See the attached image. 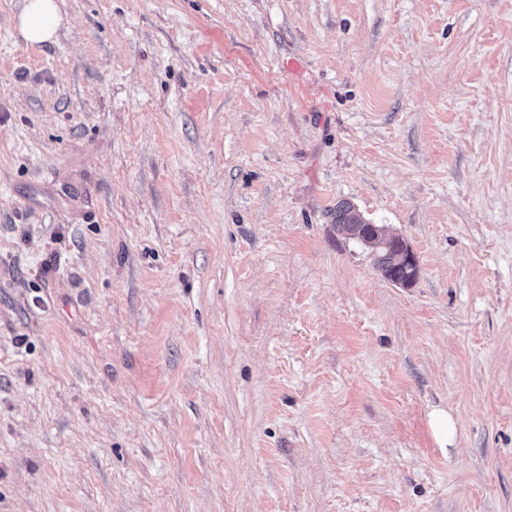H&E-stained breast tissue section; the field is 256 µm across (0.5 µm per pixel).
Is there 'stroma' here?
Segmentation results:
<instances>
[{"mask_svg": "<svg viewBox=\"0 0 512 512\" xmlns=\"http://www.w3.org/2000/svg\"><path fill=\"white\" fill-rule=\"evenodd\" d=\"M57 3L0 0V512H512V0ZM62 21L55 0H24L14 26L27 43L43 44L55 40ZM334 224L336 226V231L344 236L347 239L355 240L365 246H368L359 236L354 237L351 235L352 226L354 224H362L360 227V234L365 239L374 238L376 234V229L380 228V226L376 224H369L364 221L363 218H360L354 208L348 202H340L336 205V210L334 213ZM404 244V241H392L383 246L379 247H370L376 252V267L380 270L388 279H392L395 281H400L403 286L408 287L412 285L415 281L416 271L410 272L411 267L417 264V261L414 263V254L407 247V249L401 252V257L403 258V263L407 265L401 264L397 259V254L401 250V245ZM414 263V264H412ZM411 264V265H410ZM429 425L439 448H447L454 435V424L448 411L436 409L429 414Z\"/></svg>", "mask_w": 512, "mask_h": 512, "instance_id": "obj_1", "label": "stroma"}]
</instances>
